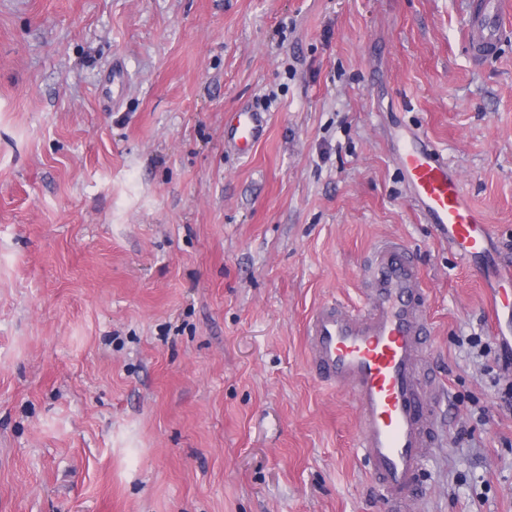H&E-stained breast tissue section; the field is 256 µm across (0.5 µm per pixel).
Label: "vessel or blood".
<instances>
[{
	"label": "vessel or blood",
	"mask_w": 512,
	"mask_h": 512,
	"mask_svg": "<svg viewBox=\"0 0 512 512\" xmlns=\"http://www.w3.org/2000/svg\"><path fill=\"white\" fill-rule=\"evenodd\" d=\"M505 0H481L469 20L476 58L496 49ZM257 111L236 112L224 133L241 152L262 138ZM412 195L429 223L467 263L489 254L491 235L469 204L448 163L423 139L400 155ZM428 285L412 253L384 240L365 265L364 288L354 305L327 301L310 313L304 330L311 372L327 387L347 390L358 414L356 448L366 472L390 512H407L421 498V476L429 453L441 442L435 386L427 369Z\"/></svg>",
	"instance_id": "b4317fda"
}]
</instances>
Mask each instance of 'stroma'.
<instances>
[{"label":"stroma","mask_w":512,"mask_h":512,"mask_svg":"<svg viewBox=\"0 0 512 512\" xmlns=\"http://www.w3.org/2000/svg\"><path fill=\"white\" fill-rule=\"evenodd\" d=\"M476 0H0V512H386L304 324L372 247L428 282L418 512H512L501 283L426 223L427 136L512 264V12ZM264 112L251 154L224 142ZM489 342L477 355L467 337ZM505 0H481L478 8L469 20L475 44L477 59L491 55L496 49L497 33L501 17L506 12ZM496 368H488V373L496 371V375L493 377V385L499 387L501 398L504 403L512 408V361L510 357L506 356L502 360L501 365H495Z\"/></svg>","instance_id":"1"}]
</instances>
